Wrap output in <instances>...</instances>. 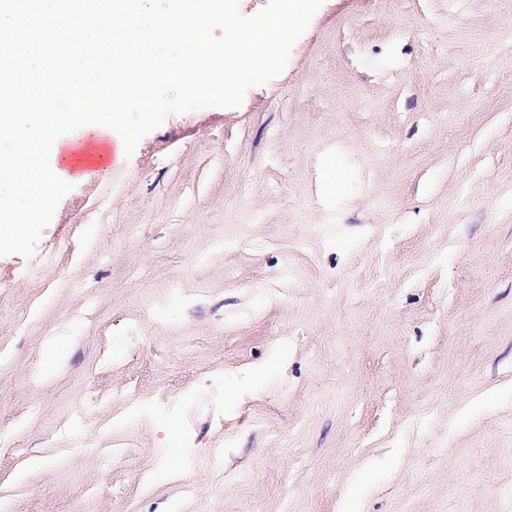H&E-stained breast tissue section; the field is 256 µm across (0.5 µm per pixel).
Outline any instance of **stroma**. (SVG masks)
<instances>
[{
    "label": "stroma",
    "mask_w": 512,
    "mask_h": 512,
    "mask_svg": "<svg viewBox=\"0 0 512 512\" xmlns=\"http://www.w3.org/2000/svg\"><path fill=\"white\" fill-rule=\"evenodd\" d=\"M1 499L512 512V0H323L240 106L74 181L0 256Z\"/></svg>",
    "instance_id": "1"
}]
</instances>
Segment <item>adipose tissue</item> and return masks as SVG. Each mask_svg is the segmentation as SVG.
I'll return each instance as SVG.
<instances>
[{"label":"adipose tissue","mask_w":512,"mask_h":512,"mask_svg":"<svg viewBox=\"0 0 512 512\" xmlns=\"http://www.w3.org/2000/svg\"><path fill=\"white\" fill-rule=\"evenodd\" d=\"M122 149V142L112 138L110 132L86 130L60 142L55 164L66 176L78 179L87 175L92 167L120 156Z\"/></svg>","instance_id":"adipose-tissue-1"}]
</instances>
